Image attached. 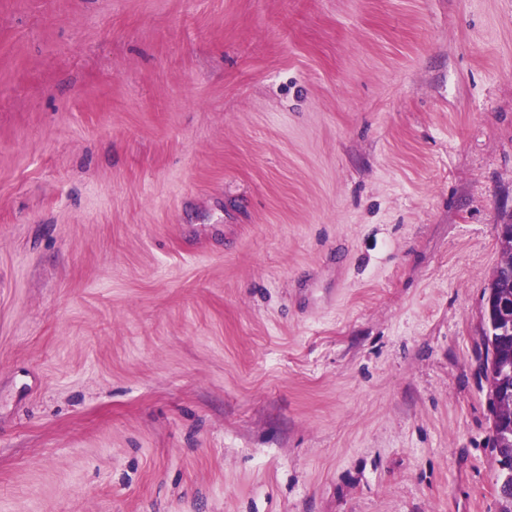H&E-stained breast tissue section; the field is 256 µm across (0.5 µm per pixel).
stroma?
Segmentation results:
<instances>
[{"mask_svg": "<svg viewBox=\"0 0 512 512\" xmlns=\"http://www.w3.org/2000/svg\"><path fill=\"white\" fill-rule=\"evenodd\" d=\"M512 0H0V512H499ZM499 311V307L495 303L486 304L485 315L487 327L483 331L482 343L486 350L485 359L483 361L484 367L482 370L485 382L488 387V404L491 415H493L495 411L496 399L499 397V389L497 387V379L491 375V365H490V357L492 353V347L495 346L496 337L492 336V331L490 329V319L497 314Z\"/></svg>", "mask_w": 512, "mask_h": 512, "instance_id": "35a3bbf8", "label": "stroma"}]
</instances>
